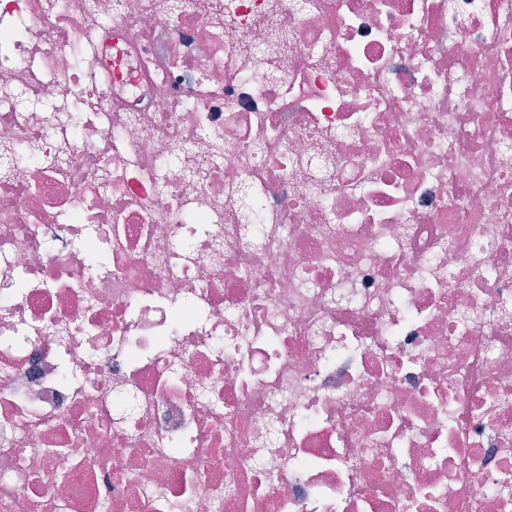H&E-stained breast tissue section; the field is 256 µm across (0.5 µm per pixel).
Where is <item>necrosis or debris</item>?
Instances as JSON below:
<instances>
[{"label": "necrosis or debris", "instance_id": "necrosis-or-debris-1", "mask_svg": "<svg viewBox=\"0 0 512 512\" xmlns=\"http://www.w3.org/2000/svg\"><path fill=\"white\" fill-rule=\"evenodd\" d=\"M186 503L512 512V0H0V512Z\"/></svg>", "mask_w": 512, "mask_h": 512}]
</instances>
